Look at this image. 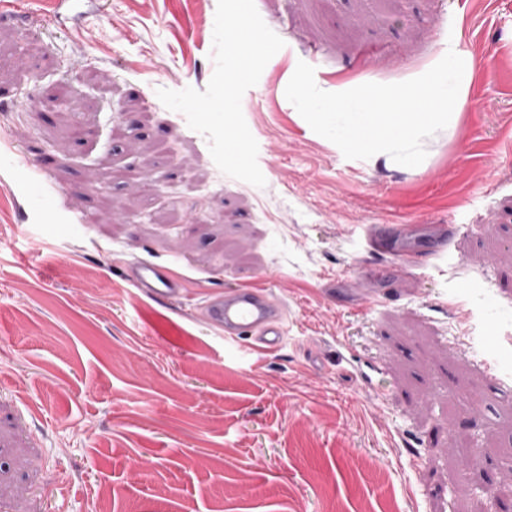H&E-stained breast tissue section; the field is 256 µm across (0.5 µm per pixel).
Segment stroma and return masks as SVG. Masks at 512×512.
Returning <instances> with one entry per match:
<instances>
[{
	"instance_id": "stroma-1",
	"label": "stroma",
	"mask_w": 512,
	"mask_h": 512,
	"mask_svg": "<svg viewBox=\"0 0 512 512\" xmlns=\"http://www.w3.org/2000/svg\"><path fill=\"white\" fill-rule=\"evenodd\" d=\"M9 3L0 512H512L487 492L512 462V0H255L284 42L242 99L261 188L156 95L207 87L217 0ZM450 50L467 80L414 168L345 158L285 96L301 61L342 92ZM371 224L421 230L375 255ZM437 224L458 227L441 256ZM403 249L429 258L416 282L387 273ZM134 259L182 297L141 295ZM370 267L373 305L346 291ZM253 279L287 311L272 354L200 312ZM124 274L134 288L152 300H168L179 296L183 290L180 277L171 267L148 260L128 263Z\"/></svg>"
}]
</instances>
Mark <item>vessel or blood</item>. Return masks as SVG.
I'll list each match as a JSON object with an SVG mask.
<instances>
[{"label":"vessel or blood","instance_id":"b4317fda","mask_svg":"<svg viewBox=\"0 0 512 512\" xmlns=\"http://www.w3.org/2000/svg\"><path fill=\"white\" fill-rule=\"evenodd\" d=\"M417 230L413 224H378L367 228V242L372 252L390 248L393 239L408 237ZM423 265L421 254L407 249L399 254L393 274L400 280H412ZM126 280L140 293L153 300H168L182 292L176 272L147 260L128 263ZM202 311L207 322L231 340H251L262 353L278 351L285 334L284 305L274 298L264 284H242L205 299Z\"/></svg>","mask_w":512,"mask_h":512}]
</instances>
